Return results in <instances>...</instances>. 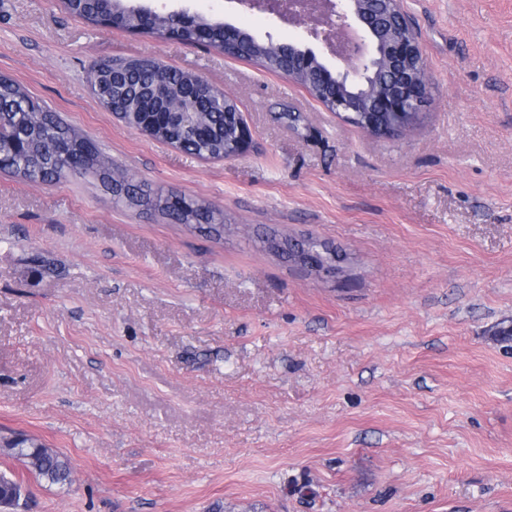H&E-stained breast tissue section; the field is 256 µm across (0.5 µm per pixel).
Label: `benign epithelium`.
Masks as SVG:
<instances>
[{
    "mask_svg": "<svg viewBox=\"0 0 512 512\" xmlns=\"http://www.w3.org/2000/svg\"><path fill=\"white\" fill-rule=\"evenodd\" d=\"M242 8L294 22L303 33L287 43H265L288 50L294 64L316 60L325 81L336 86L332 111L349 118L358 112H390L411 119L430 95L426 63L403 0H236ZM318 41L329 51L325 59L307 47ZM365 86L359 96L347 88ZM252 131L239 119L236 151L244 155Z\"/></svg>",
    "mask_w": 512,
    "mask_h": 512,
    "instance_id": "7a95c632",
    "label": "benign epithelium"
}]
</instances>
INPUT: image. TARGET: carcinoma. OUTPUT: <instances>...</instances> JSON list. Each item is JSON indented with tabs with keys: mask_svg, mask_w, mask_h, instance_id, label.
I'll return each instance as SVG.
<instances>
[{
	"mask_svg": "<svg viewBox=\"0 0 512 512\" xmlns=\"http://www.w3.org/2000/svg\"><path fill=\"white\" fill-rule=\"evenodd\" d=\"M73 15L100 27L112 26L113 15H119L122 29L135 32L140 28V15L114 0H64ZM147 33L158 38L175 37L190 45L203 44L224 49V27L201 16L189 25L179 26L166 13H157ZM234 58L248 59L270 73L288 74V57L271 53L266 44L242 32ZM120 70L112 72L108 62L96 68L106 94L97 98L108 112H165L171 103L188 104L185 97L195 95L200 112L198 121L205 133L196 134L173 121L158 126L157 140L164 143L182 142L186 151L201 157L222 158L233 149L237 135L234 117L228 111L237 108L224 91L214 85H197L198 76L172 68L151 58L120 59ZM294 81L303 86L319 102H324L326 90L319 79L316 65L300 71ZM0 111L6 113L16 135L26 142L21 152L5 146L0 149V168L20 174L30 180L54 181L67 175L92 177L110 183L116 203H140L144 194L123 175L112 174V167L89 148V143L52 114L44 111L15 81L0 78ZM154 206L162 214L181 224L207 226L210 233L220 232L211 211L194 202H183L175 210L169 198L159 197ZM14 457L39 479L53 484L70 480L68 460L35 438H20L9 444ZM24 493L21 482L0 473V505L19 504Z\"/></svg>",
	"mask_w": 512,
	"mask_h": 512,
	"instance_id": "carcinoma-1",
	"label": "carcinoma"
}]
</instances>
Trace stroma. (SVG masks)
Returning <instances> with one entry per match:
<instances>
[{
  "label": "stroma",
  "mask_w": 512,
  "mask_h": 512,
  "mask_svg": "<svg viewBox=\"0 0 512 512\" xmlns=\"http://www.w3.org/2000/svg\"><path fill=\"white\" fill-rule=\"evenodd\" d=\"M181 6L261 36L233 0ZM431 95L376 138L289 78L175 39L89 25L61 0H0V74L150 196L0 170V471L18 512H512V0H404ZM203 76L253 132L206 160L127 127L95 65ZM274 232L344 257L330 278ZM28 436L71 482L28 473ZM170 197H159L155 200L154 206L161 211L162 214L178 221L181 224H199L202 229H207L209 233H220V228H224L223 224L215 223L214 215L211 211L194 202L183 201V206L178 209H172L169 203ZM207 228H204L203 225ZM9 448L13 450L14 457L37 478L53 484H63L70 480L71 468L68 460L37 439H16L9 444ZM24 493L21 482L0 473V505L15 506L19 504Z\"/></svg>",
  "instance_id": "stroma-1"
}]
</instances>
